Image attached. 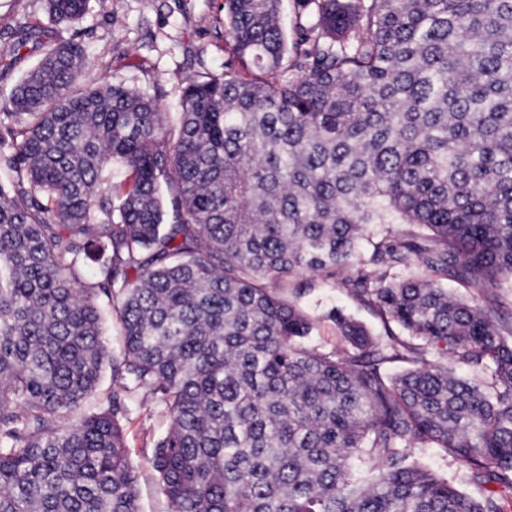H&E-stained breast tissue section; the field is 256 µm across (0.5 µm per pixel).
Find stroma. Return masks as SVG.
<instances>
[{"label": "stroma", "instance_id": "stroma-1", "mask_svg": "<svg viewBox=\"0 0 512 512\" xmlns=\"http://www.w3.org/2000/svg\"><path fill=\"white\" fill-rule=\"evenodd\" d=\"M32 26L39 32L19 57L4 54L15 32ZM79 43L89 59L82 81L92 84L117 78L141 90H161L162 110L169 125L179 119L177 106L189 80L224 72L230 47L224 35V0H92L86 14L72 24L49 16L46 0H0V95L8 93L33 68L49 46ZM274 294L295 300L314 321L310 343L325 352L342 345L335 312L361 322L380 342L403 336L376 311L340 288L337 280L316 272L271 279ZM129 462L138 474L140 512H166L159 478L151 465L157 441L168 420L146 390H138L123 418Z\"/></svg>", "mask_w": 512, "mask_h": 512}]
</instances>
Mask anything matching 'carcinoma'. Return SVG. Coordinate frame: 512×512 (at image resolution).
<instances>
[{"mask_svg":"<svg viewBox=\"0 0 512 512\" xmlns=\"http://www.w3.org/2000/svg\"><path fill=\"white\" fill-rule=\"evenodd\" d=\"M280 2L224 0L234 60L188 83L175 127L155 93L80 83L78 43L9 93L0 512H139L120 422L133 386L170 422L152 458L168 512H504L512 0H296L315 22L290 64ZM89 7L47 0L57 23ZM410 255L418 274L401 272ZM351 268L341 287L412 338L392 354L342 313L345 345L308 344L311 319L264 283ZM101 294L124 337L112 403L60 427L102 377ZM419 460L437 474L452 481L461 491L478 497L481 491L466 481L465 473L458 463L441 448H422L417 450Z\"/></svg>","mask_w":512,"mask_h":512,"instance_id":"1","label":"carcinoma"}]
</instances>
